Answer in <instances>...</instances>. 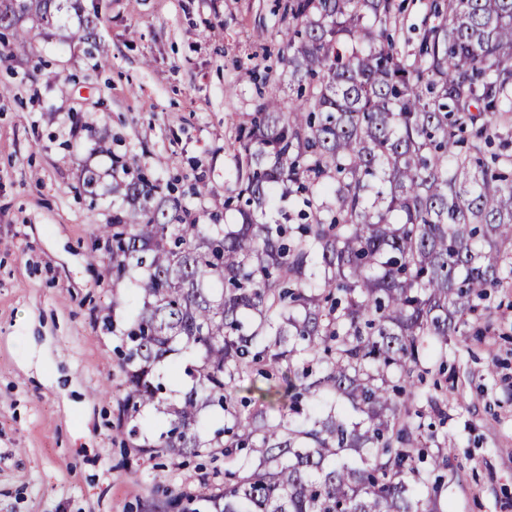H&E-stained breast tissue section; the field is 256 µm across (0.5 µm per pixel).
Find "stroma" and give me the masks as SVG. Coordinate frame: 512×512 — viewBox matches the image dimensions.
<instances>
[{"label":"stroma","mask_w":512,"mask_h":512,"mask_svg":"<svg viewBox=\"0 0 512 512\" xmlns=\"http://www.w3.org/2000/svg\"><path fill=\"white\" fill-rule=\"evenodd\" d=\"M287 0H55L25 49L0 36V512H152L223 459L151 458L113 428L123 372L98 227L122 163L209 223L235 193L239 132L260 95L287 99ZM95 20L94 44L73 38ZM98 175L95 196L82 188ZM120 308H113V299ZM493 333L457 337L432 417L453 456L448 512H512V288Z\"/></svg>","instance_id":"stroma-1"}]
</instances>
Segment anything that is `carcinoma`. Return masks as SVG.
I'll use <instances>...</instances> for the list:
<instances>
[{"instance_id": "cac0c4a2", "label": "carcinoma", "mask_w": 512, "mask_h": 512, "mask_svg": "<svg viewBox=\"0 0 512 512\" xmlns=\"http://www.w3.org/2000/svg\"><path fill=\"white\" fill-rule=\"evenodd\" d=\"M53 0H0L25 47ZM396 0H288V103L262 98L241 130L236 224L175 223L182 202L123 168L129 210L99 227L119 325L116 436L151 457L224 456L163 512H447L438 472L447 388L420 393L431 355L512 285V0L430 5L415 50L390 36ZM302 223L262 221L276 199ZM181 364L167 375L170 355ZM188 386L166 396V377ZM268 381L265 388L257 381ZM263 405L240 409L241 383ZM146 407L154 433L129 422ZM433 446L432 468L420 451Z\"/></svg>"}]
</instances>
